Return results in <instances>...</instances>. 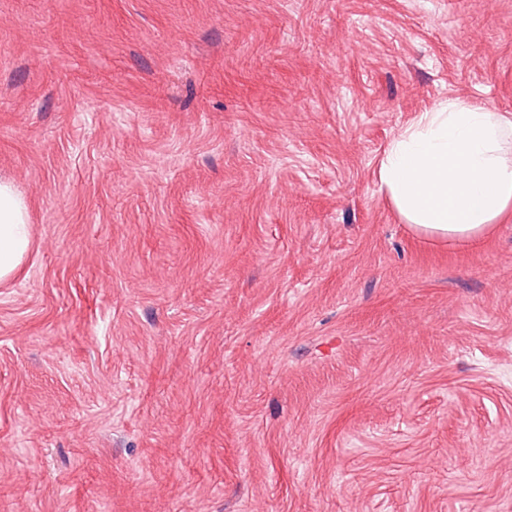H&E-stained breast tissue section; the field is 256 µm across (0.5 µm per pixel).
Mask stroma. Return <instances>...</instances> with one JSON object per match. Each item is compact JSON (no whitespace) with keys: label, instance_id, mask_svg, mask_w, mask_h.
<instances>
[{"label":"stroma","instance_id":"35a3bbf8","mask_svg":"<svg viewBox=\"0 0 512 512\" xmlns=\"http://www.w3.org/2000/svg\"><path fill=\"white\" fill-rule=\"evenodd\" d=\"M512 0H0V512H512V219L400 223ZM31 244L25 201L13 185L0 181V280L16 274Z\"/></svg>","mask_w":512,"mask_h":512}]
</instances>
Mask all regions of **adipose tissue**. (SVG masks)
Masks as SVG:
<instances>
[{"mask_svg": "<svg viewBox=\"0 0 512 512\" xmlns=\"http://www.w3.org/2000/svg\"><path fill=\"white\" fill-rule=\"evenodd\" d=\"M402 223L440 240L476 241L512 215V117L447 97L388 142L376 171ZM25 201L0 181V280L29 250Z\"/></svg>", "mask_w": 512, "mask_h": 512, "instance_id": "obj_1", "label": "adipose tissue"}]
</instances>
